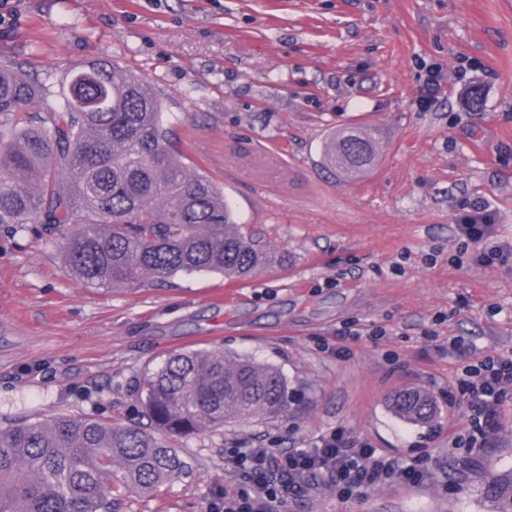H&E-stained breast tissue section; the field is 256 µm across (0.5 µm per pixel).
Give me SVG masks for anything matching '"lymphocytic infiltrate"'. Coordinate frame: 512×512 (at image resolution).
Listing matches in <instances>:
<instances>
[{"label":"lymphocytic infiltrate","mask_w":512,"mask_h":512,"mask_svg":"<svg viewBox=\"0 0 512 512\" xmlns=\"http://www.w3.org/2000/svg\"><path fill=\"white\" fill-rule=\"evenodd\" d=\"M496 214L483 202L463 203L456 219L458 238L476 244L471 262L478 267H512V241L497 237ZM459 390L471 417L481 419L483 437L497 427L498 406L512 390V355L477 360L459 381ZM235 471L249 480L234 497L225 499L224 512H272L274 503L302 492L307 480L328 479L343 496L398 484L415 487L424 480L420 463L401 464L395 457L366 442L349 439L336 430L310 447L240 448L232 457Z\"/></svg>","instance_id":"f902f5d3"}]
</instances>
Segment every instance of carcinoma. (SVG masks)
Masks as SVG:
<instances>
[{"mask_svg":"<svg viewBox=\"0 0 512 512\" xmlns=\"http://www.w3.org/2000/svg\"><path fill=\"white\" fill-rule=\"evenodd\" d=\"M370 129L331 134L326 166L359 176L375 165ZM0 224L39 226L62 240L65 270L85 284L135 286L182 272L243 278L274 257L245 234L224 192L185 163L156 93L105 59L84 62L52 90L18 64L0 65ZM151 428L59 414L0 429V512H115L187 461L165 440L231 420L287 411L278 368L189 349L146 371ZM403 422L430 425L433 397L408 388L389 401ZM493 512H512V472L485 478Z\"/></svg>","mask_w":512,"mask_h":512,"instance_id":"cac0c4a2","label":"carcinoma"}]
</instances>
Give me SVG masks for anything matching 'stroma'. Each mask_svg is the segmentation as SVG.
Masks as SVG:
<instances>
[{
  "label": "stroma",
  "instance_id": "stroma-1",
  "mask_svg": "<svg viewBox=\"0 0 512 512\" xmlns=\"http://www.w3.org/2000/svg\"><path fill=\"white\" fill-rule=\"evenodd\" d=\"M91 59L160 95L189 163L281 264L240 286L195 272L95 289L65 272L60 240L0 226V428L63 413L147 423V367L223 350L280 368L287 414L172 438L191 469L117 512H211L235 485L232 449L336 429L424 460L423 483L342 499L322 480L274 512H490L484 476L512 470V393L477 453L458 382L512 353V269L474 266L454 224L479 199L512 239V0H0V63L57 85ZM358 126L375 129L379 161L352 180L323 151ZM414 385L433 425L386 408Z\"/></svg>",
  "mask_w": 512,
  "mask_h": 512
}]
</instances>
